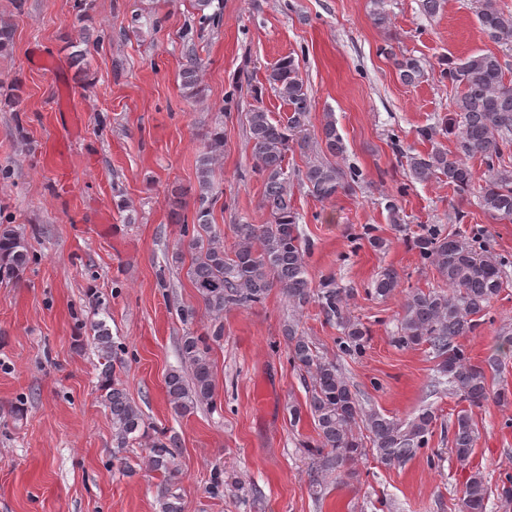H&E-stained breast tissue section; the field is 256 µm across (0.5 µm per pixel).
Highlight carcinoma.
I'll return each instance as SVG.
<instances>
[{"instance_id":"cac0c4a2","label":"carcinoma","mask_w":512,"mask_h":512,"mask_svg":"<svg viewBox=\"0 0 512 512\" xmlns=\"http://www.w3.org/2000/svg\"><path fill=\"white\" fill-rule=\"evenodd\" d=\"M478 21L493 42L512 45V13L500 8L496 0H483ZM384 53L402 83L412 85L424 78L419 59L398 56L390 49ZM200 71L197 56L186 54L180 78L189 96L201 93ZM441 76L456 89L449 117L417 131L422 141L431 143V150L406 155L410 177L418 181L443 177L460 196L476 195L480 208L491 219L512 223V170L506 161V156L512 155V79H506L501 58L493 52L450 61ZM266 81L283 102L284 115L276 119L264 107L256 106L246 113V122L254 172L263 180L262 206L268 212V221L233 225L234 242L229 249L224 245V236L213 224V206L219 193L212 165L224 151V132L217 129L200 154L193 210L179 207L171 212L172 223L180 226L172 261L179 263L184 254H189L190 282L214 321L212 335L189 332L182 337L179 356L181 363L190 368L191 380L174 369L165 377L168 402L178 416L214 403L211 341L223 332L224 312L261 304L274 288L285 295L295 311L316 303L326 320L341 329L336 340L340 352L361 354L369 340L368 327L350 315L347 294L334 286L333 280L325 279L320 287H312L306 263L310 244L298 227L299 213L293 204L286 158L295 149L305 155L313 145L319 146L322 156L306 162L296 177L309 195L321 201L336 198L356 182L359 174L339 164L344 159L345 145L332 113H326L319 131L309 136L312 95L295 59L281 58ZM450 136L457 141L456 152L438 142ZM469 158L480 159L482 173L469 165ZM411 246L422 263L439 274L445 287L427 291L416 288L405 294L397 343L402 347L429 345L439 359V377L433 387L447 386L449 394L465 404L451 423V453L464 468L470 464L479 439L473 409L509 401L508 392L494 389L489 380V375L499 371L500 360L476 364L459 343V338L477 329L481 318L490 315L492 303L504 286V264L486 244L481 230L468 239L433 224L413 237ZM35 261L21 234L1 223L0 282L22 278ZM399 285L397 271L386 269L371 292L387 298ZM89 331L103 360L99 391L112 423L113 461L123 463L120 453L134 443L147 448L146 470L163 476L158 485L160 512H181L171 489L178 474V441L164 429L145 422L141 409L117 379L113 362L120 346L106 322L89 323ZM285 336L290 363L308 380L307 403L291 406L289 414L295 426L309 415L317 432V437L301 443L311 459L308 486L315 499L322 498L329 477L345 471L355 474L353 466L367 455L386 469H398L429 446L437 420L432 408H423L406 419L367 409L336 360L319 355L297 325H288ZM491 493L484 475L474 472L461 492V512H485Z\"/></svg>"}]
</instances>
